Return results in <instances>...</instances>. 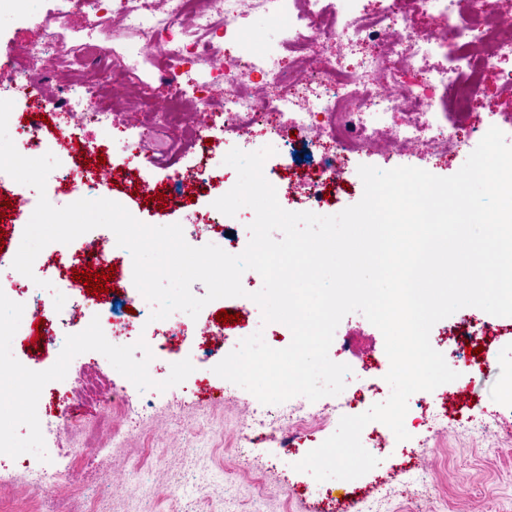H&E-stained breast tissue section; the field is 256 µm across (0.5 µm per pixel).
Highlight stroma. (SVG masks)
I'll return each mask as SVG.
<instances>
[{"label": "stroma", "instance_id": "stroma-1", "mask_svg": "<svg viewBox=\"0 0 512 512\" xmlns=\"http://www.w3.org/2000/svg\"><path fill=\"white\" fill-rule=\"evenodd\" d=\"M511 72L512 59L486 73L484 95L493 107L472 116L480 132L498 127L510 145L512 91L504 89L503 81ZM14 85L27 86L32 103L41 104L56 90L58 79L48 62L35 80L24 66L0 70V94H7ZM166 93L153 62L141 59L130 63L127 80L113 89L112 98H137L149 104ZM138 186L139 179L133 175L104 191L103 196L125 204L146 224L185 223L188 214L206 208L210 194L209 188H199L191 201L174 211L136 196ZM431 333L441 337L439 351L447 364L455 367L458 379L425 393L423 399H409L404 419L410 435L407 449L369 445L378 465L347 485L331 486L330 494L336 498L350 492L361 497L384 479L390 495L381 512H512V332L487 337L484 361L479 365L471 364L466 349L447 343V320L435 323ZM197 344L196 326L188 322L177 339L132 342L125 352V371L117 377L103 356L89 353L72 360L71 385H83L92 377L111 379L123 387L130 401L145 397L152 401V408L135 419L113 414L111 426L105 427L101 424L104 413L96 402H72L73 411L86 424L98 425L99 439H107L110 428L120 429L121 446L103 456L98 474L91 475L81 469L72 439L43 436V464L58 470L61 477L41 488L30 485L21 474L26 449H6L0 454V500L8 501L11 512H36L39 504L83 491L97 495L98 512H253L257 507L262 512H327L322 495L306 491L305 473L293 467L296 458L326 439V432L312 431L287 451L273 443L238 447L253 397L239 387L233 399H225L228 382L213 371L219 356L185 363V356ZM13 350L31 365L33 392L46 414H55L47 376L54 372L57 359L50 345L37 338L33 324L25 322L13 340ZM154 353L166 358L168 365L144 395L139 366ZM329 353L355 367L356 373L347 383L351 390L370 377H384L390 367L382 333L359 313L343 318ZM371 357L377 362L376 369L361 371L362 362ZM456 391L464 393L467 407L490 423L491 434L469 431L452 419L446 420L441 430L428 429L426 416L441 412L443 402ZM409 466L426 472V485L410 491L399 482L400 471ZM132 469L146 474L154 489L150 502L141 503L125 493L123 476ZM177 476L185 487L181 498L174 501L169 487Z\"/></svg>", "mask_w": 512, "mask_h": 512}]
</instances>
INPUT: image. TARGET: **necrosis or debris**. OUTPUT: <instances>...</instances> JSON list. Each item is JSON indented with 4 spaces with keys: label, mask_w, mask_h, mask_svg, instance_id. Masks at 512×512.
Here are the masks:
<instances>
[{
    "label": "necrosis or debris",
    "mask_w": 512,
    "mask_h": 512,
    "mask_svg": "<svg viewBox=\"0 0 512 512\" xmlns=\"http://www.w3.org/2000/svg\"><path fill=\"white\" fill-rule=\"evenodd\" d=\"M55 13L35 14V0H0V11L17 23L37 20L44 40L30 43L20 55L26 62L54 61L58 68L76 71V78L61 84L50 106L57 133L46 137L37 120L25 123L10 118L13 141L20 154L47 153L60 164L48 176L49 201L66 206L92 199L122 171L106 163L92 169L77 158L97 146L114 149V132L129 133L128 152L138 159L147 176L139 189L150 194V171L166 170L171 183L191 190L222 177L231 189L237 173L223 158L181 169L178 163L191 143L212 141L224 145L227 136L247 144L256 130L270 131L269 144L282 149L291 140L304 142L318 162L296 169L285 194L319 215L329 212L326 193L339 189L351 155L379 152L388 156L413 154L422 160L450 157L470 148L478 133L474 112L488 108L483 76L501 61L512 58V17L489 24L488 11L478 0H374L360 7V0H57ZM257 13L270 25L284 30L283 48H264L257 33L240 25V18ZM80 15L88 29L107 30L113 23L137 37L139 53L155 57L167 96L151 113L138 100L123 108H108L100 101L114 83L123 81L121 64L104 41L89 39L76 46L62 44L53 25L57 19ZM424 14L436 27L412 21ZM247 45L241 55L228 46ZM322 53H315V46ZM357 58L355 66L342 62ZM419 68L421 89L400 79L403 66ZM223 87L222 101H215L214 87ZM405 118L389 119L396 110ZM223 112L214 122V112ZM98 134L96 144L85 139L87 128ZM179 138H171L172 130ZM195 246L212 243L227 253L242 251L225 229L232 217L216 208L188 219ZM131 261L129 250L119 247L106 228L93 229L71 243L54 242L38 255L40 263L55 262L60 272L58 291L66 297L63 308L44 298L41 289L24 275L0 281V398L22 393L31 375L17 359L12 339L22 320L44 319L52 327L51 339L61 358L88 352L98 337L109 341L113 373L123 369L124 347L134 336L172 337L180 334L182 312L168 318L129 322L114 317L101 300L86 293L81 282L67 276L70 266L104 269L113 257ZM381 387L369 385L356 392H342L334 411L378 398ZM36 397L24 395L18 411L20 426L0 423V449L16 448L28 432L66 433L82 437L79 453L86 468L96 466L106 447L96 444L83 421L67 414L49 422L39 418ZM331 411V412H334ZM331 412L314 411L299 403L278 422L261 420L246 427L243 440L283 442L329 424Z\"/></svg>",
    "instance_id": "1"
}]
</instances>
